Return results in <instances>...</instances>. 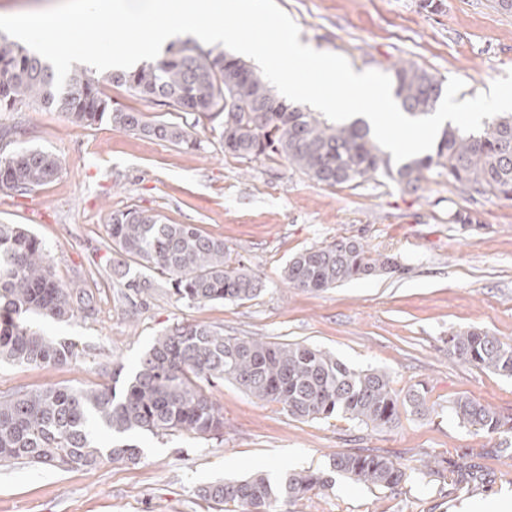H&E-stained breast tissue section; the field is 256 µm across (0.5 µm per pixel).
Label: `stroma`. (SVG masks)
I'll use <instances>...</instances> for the list:
<instances>
[{
  "mask_svg": "<svg viewBox=\"0 0 512 512\" xmlns=\"http://www.w3.org/2000/svg\"><path fill=\"white\" fill-rule=\"evenodd\" d=\"M317 50L352 67L392 74L402 61L446 80L464 81L458 100L487 91L512 70V12L496 0H276ZM115 106L151 122L178 123L181 112L104 84ZM14 129L11 150L40 149L61 161L58 176L30 194L0 192V224H24L42 239L55 278L93 281V314L66 322L30 316L32 327L74 344L64 366L0 364V395L47 386L95 388L113 367L131 372L154 339L176 323L308 344L357 369L389 372L397 391L424 386L430 410L402 414L388 429L338 416L301 421L224 381L206 394L224 413V434L128 436L138 465L104 461L92 470L0 466V512H207L199 488L257 469L319 470L339 452L381 454L406 466L437 456H468L484 481L455 484L426 476L398 493L337 477L332 488L284 502L279 512H458L462 502L512 496V432L460 426L448 402L469 395L512 417V379L450 356L446 337L476 327L512 340V200L471 195L447 177L427 175L418 188L377 175L358 184L316 183L286 161L225 155L218 132L198 131L187 148L103 122L78 126L39 105L0 112ZM135 207L169 224H195L223 238L231 259L259 274L255 299L194 305L176 300L166 278L139 264L118 267L106 232L113 211ZM466 222L454 221V214ZM354 237L408 271L353 280L319 292L287 286L290 257ZM147 283L136 294L129 281Z\"/></svg>",
  "mask_w": 512,
  "mask_h": 512,
  "instance_id": "35a3bbf8",
  "label": "stroma"
}]
</instances>
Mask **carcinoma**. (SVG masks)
Here are the masks:
<instances>
[{"instance_id":"obj_1","label":"carcinoma","mask_w":512,"mask_h":512,"mask_svg":"<svg viewBox=\"0 0 512 512\" xmlns=\"http://www.w3.org/2000/svg\"><path fill=\"white\" fill-rule=\"evenodd\" d=\"M393 80L396 98L412 117L429 115L442 97V80L413 63L396 64ZM106 82L172 105L193 116V122H149L131 108H114L101 82L82 73L70 75L58 92L55 73L38 54L23 47L0 48V108L38 103L67 113L79 125L106 120L124 130L191 146L197 145V127L206 119L218 122L224 154L250 160L279 157L318 184L343 185L381 174L413 186L424 173L441 169L452 184L512 199V113L498 114L472 133L448 125L430 153L395 167L366 122L323 121L278 98L251 67L222 53L173 45L157 63L114 73ZM268 103L276 109L258 111ZM59 169L57 156L41 150L0 156V192L27 195L51 182ZM107 233L114 253L166 277L174 294L189 303L246 302L263 290L258 274L227 256L223 239L196 224H168L159 214L128 208L112 213ZM405 271L394 257L374 256L359 239L342 237L296 253L283 279L290 288L318 292ZM93 299L88 290L54 278L47 249L36 235L21 224H0V362H71L76 358L73 345L33 330L28 317L65 321L81 312L88 315ZM446 343L448 354L463 362L512 378L511 342L465 328L451 333ZM224 380L304 421L340 414L386 429L399 422L403 410L416 415L429 410L425 393H398L382 369L356 370L329 351L301 343L226 336L208 325L178 323L154 340L119 393L50 386L0 397V465L26 462L67 471L93 468L104 458L140 462L141 449L135 444L99 446L95 425L113 435L221 436L224 413L203 384ZM449 411L465 428L488 434L512 430V417L466 394L452 399ZM443 466L451 468L458 484L482 480L480 467L468 461L434 460V468ZM329 467L328 474L287 471L277 479L257 469L242 479L210 483L199 496L215 512H277L282 500H300L332 487L336 473L391 493L410 478L407 468L371 453H338Z\"/></svg>"}]
</instances>
